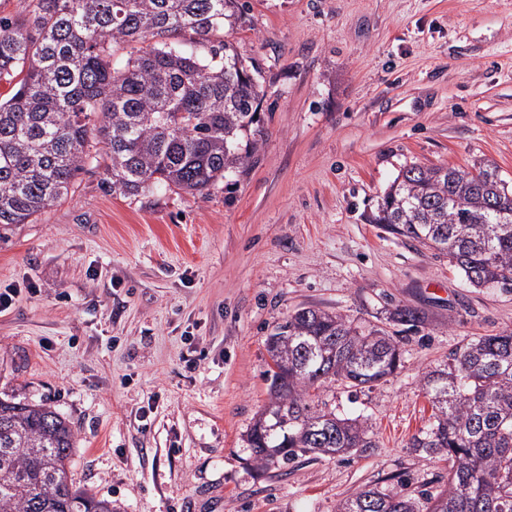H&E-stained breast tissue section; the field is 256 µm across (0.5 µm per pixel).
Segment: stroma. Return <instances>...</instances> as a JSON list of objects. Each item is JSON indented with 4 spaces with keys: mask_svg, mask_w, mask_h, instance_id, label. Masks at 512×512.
Segmentation results:
<instances>
[{
    "mask_svg": "<svg viewBox=\"0 0 512 512\" xmlns=\"http://www.w3.org/2000/svg\"><path fill=\"white\" fill-rule=\"evenodd\" d=\"M224 31L261 67L263 136L229 186L112 191L90 164L67 199L0 225V392L71 421L77 486L116 512H336L359 489L430 493L448 463L410 442L426 372L512 330V291L370 217L403 166L488 162L512 182V0H248ZM402 363L360 392L365 454L259 473L243 441L269 401L266 338L302 307L385 325ZM387 319L393 326H406V330L417 328L424 322V316L409 306H396Z\"/></svg>",
    "mask_w": 512,
    "mask_h": 512,
    "instance_id": "1",
    "label": "stroma"
}]
</instances>
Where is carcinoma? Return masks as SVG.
<instances>
[{"mask_svg": "<svg viewBox=\"0 0 512 512\" xmlns=\"http://www.w3.org/2000/svg\"><path fill=\"white\" fill-rule=\"evenodd\" d=\"M0 16V224H26L74 188L104 144L112 192H200L246 172L261 130L255 62L224 41L240 0H17ZM123 49L124 63H112ZM373 223L448 255L475 288H512V187L497 167L403 168ZM388 322H424L397 306ZM270 402L246 434L258 470L375 447L360 417L324 411L328 385L362 389L393 374L399 343L302 307L266 340ZM433 422L410 447L448 460V484L416 497L365 488L337 512H512V330L476 336L423 378ZM71 423L43 404L0 397V512H115L73 484Z\"/></svg>", "mask_w": 512, "mask_h": 512, "instance_id": "carcinoma-1", "label": "carcinoma"}]
</instances>
